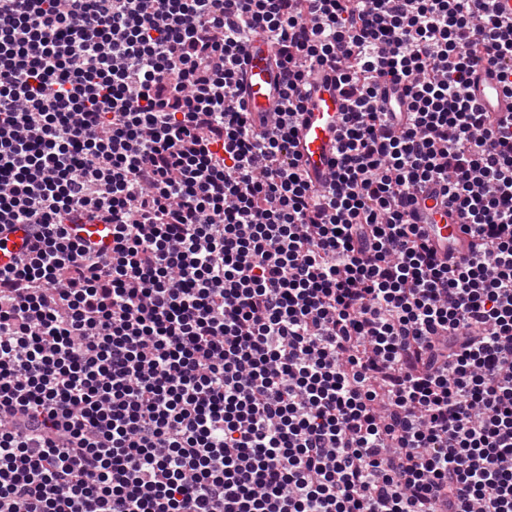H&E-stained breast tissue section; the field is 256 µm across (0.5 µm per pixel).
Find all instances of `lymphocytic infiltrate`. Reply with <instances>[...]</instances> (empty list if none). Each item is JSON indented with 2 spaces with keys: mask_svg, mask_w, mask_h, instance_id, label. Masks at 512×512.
Instances as JSON below:
<instances>
[{
  "mask_svg": "<svg viewBox=\"0 0 512 512\" xmlns=\"http://www.w3.org/2000/svg\"><path fill=\"white\" fill-rule=\"evenodd\" d=\"M481 59L512 96L494 0H0V234L32 231L0 267V512H512V114L475 107ZM312 62L348 103L322 188ZM430 182L468 257L409 222ZM244 74V106L247 112H272L280 102L282 76L275 65V48L256 38L248 51Z\"/></svg>",
  "mask_w": 512,
  "mask_h": 512,
  "instance_id": "obj_1",
  "label": "lymphocytic infiltrate"
}]
</instances>
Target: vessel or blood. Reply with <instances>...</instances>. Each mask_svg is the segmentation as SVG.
Segmentation results:
<instances>
[{
	"label": "vessel or blood",
	"mask_w": 512,
	"mask_h": 512,
	"mask_svg": "<svg viewBox=\"0 0 512 512\" xmlns=\"http://www.w3.org/2000/svg\"><path fill=\"white\" fill-rule=\"evenodd\" d=\"M316 78L306 103L296 151L312 178H320L336 157L340 119L347 103L323 69ZM282 76L275 64V48L265 38H256L248 51L244 74V106L250 112L273 111L280 101ZM473 100L485 112H512V98L503 94L495 69L480 63L473 78ZM435 186H428L411 221L426 229L428 245L439 259L461 258L473 250L474 239L457 217L442 216ZM25 245L23 232L0 237V265L11 263Z\"/></svg>",
	"instance_id": "b4317fda"
}]
</instances>
